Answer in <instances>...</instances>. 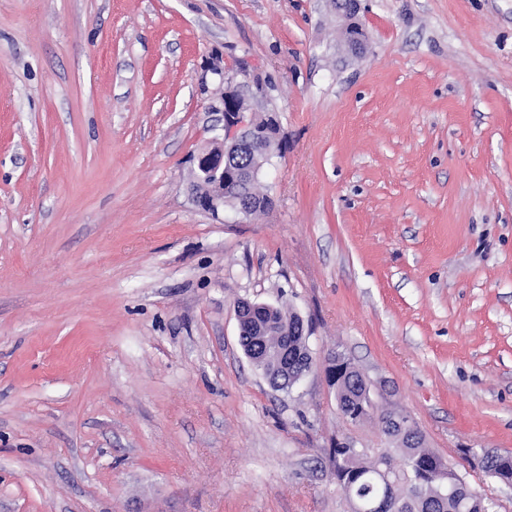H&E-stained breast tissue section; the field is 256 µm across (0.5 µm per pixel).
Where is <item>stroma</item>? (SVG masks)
Returning a JSON list of instances; mask_svg holds the SVG:
<instances>
[{
    "label": "stroma",
    "mask_w": 512,
    "mask_h": 512,
    "mask_svg": "<svg viewBox=\"0 0 512 512\" xmlns=\"http://www.w3.org/2000/svg\"><path fill=\"white\" fill-rule=\"evenodd\" d=\"M0 0V512H352L340 351L512 512V0ZM223 74L214 72V65ZM286 142L248 219L193 200L221 80ZM311 326L273 390L239 300ZM360 0H335L336 13L339 14L346 20L345 33L347 37L345 38L346 44L348 47L354 51L359 52L365 46V41L362 38H359L360 35L359 27L356 25L354 21L355 15L358 13L360 9ZM350 34L352 36H350Z\"/></svg>",
    "instance_id": "obj_1"
}]
</instances>
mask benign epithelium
Segmentation results:
<instances>
[{"mask_svg":"<svg viewBox=\"0 0 512 512\" xmlns=\"http://www.w3.org/2000/svg\"><path fill=\"white\" fill-rule=\"evenodd\" d=\"M336 13L346 20L345 38L348 47L360 51L365 41L359 38V27L354 22L360 9V0H335ZM262 91V85L246 75L240 81L227 79L221 94L223 102L222 135L213 139V144L201 150L194 158L193 176L198 191L195 202L203 210L217 215L224 210V201L239 215L249 217L257 210H267L272 205L271 197L264 200L254 198L249 184L260 180L265 162L281 153L283 138L276 116L270 112L247 115V105L254 92ZM310 329L300 315L282 326L273 321L258 325L254 330V341L248 355L252 364L266 378L276 377L273 386L281 388L293 385L306 377L314 366V356L308 345ZM290 336L299 340L297 346L285 345L269 349L260 347L266 336ZM325 376L329 384L346 375L347 363L328 355L325 360ZM387 422L412 444L419 440L417 426L409 418L392 411L385 413Z\"/></svg>","mask_w":512,"mask_h":512,"instance_id":"benign-epithelium-1","label":"benign epithelium"}]
</instances>
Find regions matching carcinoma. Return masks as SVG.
Wrapping results in <instances>:
<instances>
[{"mask_svg": "<svg viewBox=\"0 0 512 512\" xmlns=\"http://www.w3.org/2000/svg\"><path fill=\"white\" fill-rule=\"evenodd\" d=\"M348 369L351 375L336 385V402L340 414L356 422L369 416V389L363 386L361 375L353 366ZM393 441L397 448H382L371 457L362 452L350 455L340 448L331 449L332 457L343 458L334 477L346 497L353 503L368 502L383 492L388 480L396 494L391 512H456V494H464L466 489L455 486L459 477L447 461L422 442L411 448L396 437ZM395 451L404 459L401 469L394 466ZM483 467L501 480L512 481L511 455L485 459Z\"/></svg>", "mask_w": 512, "mask_h": 512, "instance_id": "obj_1", "label": "carcinoma"}]
</instances>
